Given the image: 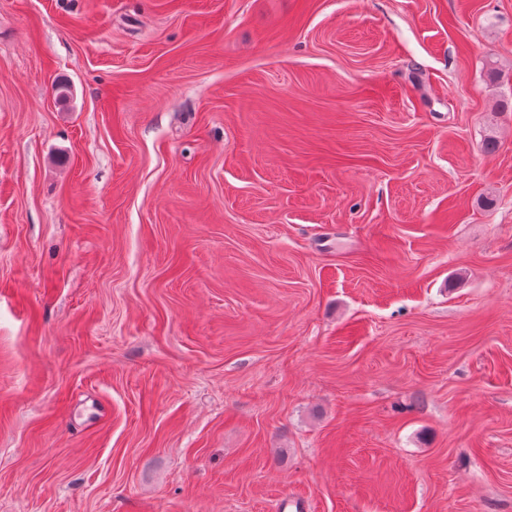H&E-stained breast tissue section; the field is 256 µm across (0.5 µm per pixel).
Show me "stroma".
<instances>
[{"instance_id": "1", "label": "stroma", "mask_w": 512, "mask_h": 512, "mask_svg": "<svg viewBox=\"0 0 512 512\" xmlns=\"http://www.w3.org/2000/svg\"><path fill=\"white\" fill-rule=\"evenodd\" d=\"M290 494L512 512V0H0V512Z\"/></svg>"}]
</instances>
